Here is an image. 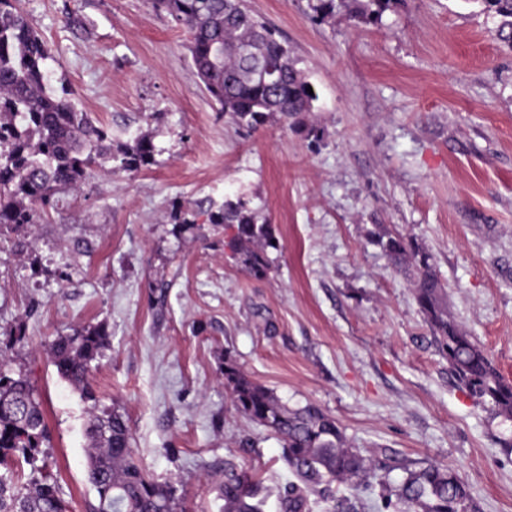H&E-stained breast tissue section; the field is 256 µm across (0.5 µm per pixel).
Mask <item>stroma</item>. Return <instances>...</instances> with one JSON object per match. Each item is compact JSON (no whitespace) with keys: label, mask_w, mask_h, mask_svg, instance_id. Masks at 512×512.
<instances>
[{"label":"stroma","mask_w":512,"mask_h":512,"mask_svg":"<svg viewBox=\"0 0 512 512\" xmlns=\"http://www.w3.org/2000/svg\"><path fill=\"white\" fill-rule=\"evenodd\" d=\"M318 99L311 140L272 119L231 123L200 83L188 34L150 0H22L53 55L49 82L154 163L100 161L38 223L0 234V341L44 401L42 453L70 512H94L87 402L51 363L59 335L106 322L89 382L129 420L137 457L185 512H219L224 463L262 486L291 475L280 439L239 413L224 361L297 408L320 407L379 460L355 512L407 471L455 469L480 512H512V421L459 387L431 343L411 274L375 231L415 237L462 325L512 381V49L473 0H405L380 21L341 0H249ZM244 196L280 242L249 275L207 209Z\"/></svg>","instance_id":"stroma-1"}]
</instances>
